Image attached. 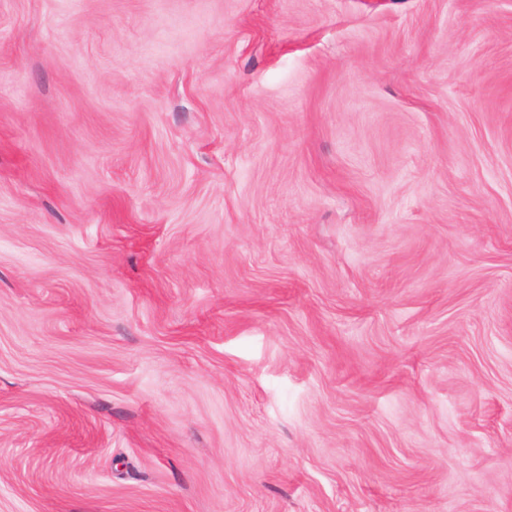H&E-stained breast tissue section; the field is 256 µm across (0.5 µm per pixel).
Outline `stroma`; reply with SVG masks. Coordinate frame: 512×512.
<instances>
[{
	"instance_id": "stroma-1",
	"label": "stroma",
	"mask_w": 512,
	"mask_h": 512,
	"mask_svg": "<svg viewBox=\"0 0 512 512\" xmlns=\"http://www.w3.org/2000/svg\"><path fill=\"white\" fill-rule=\"evenodd\" d=\"M0 512H512V0H0Z\"/></svg>"
}]
</instances>
